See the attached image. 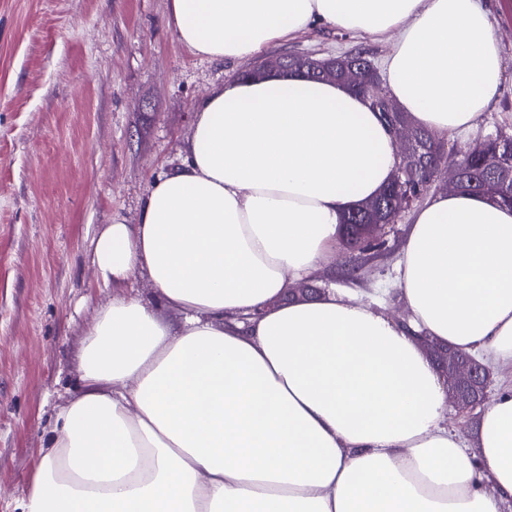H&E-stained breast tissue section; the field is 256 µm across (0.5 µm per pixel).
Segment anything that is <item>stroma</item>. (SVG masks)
<instances>
[{
  "instance_id": "35a3bbf8",
  "label": "stroma",
  "mask_w": 512,
  "mask_h": 512,
  "mask_svg": "<svg viewBox=\"0 0 512 512\" xmlns=\"http://www.w3.org/2000/svg\"><path fill=\"white\" fill-rule=\"evenodd\" d=\"M485 5L503 79L478 124L449 136L456 154L512 133V0ZM390 48L319 26L261 54L360 51L379 67ZM251 65L194 54L167 0H0V512H19L29 493L76 393L85 332L111 296L96 284L94 239L107 224L136 223L151 184L181 165L195 106ZM412 221L403 213L356 277L339 245L312 280L406 317L397 277Z\"/></svg>"
}]
</instances>
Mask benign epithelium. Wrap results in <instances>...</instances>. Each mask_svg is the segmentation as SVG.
I'll use <instances>...</instances> for the list:
<instances>
[{
	"instance_id": "obj_1",
	"label": "benign epithelium",
	"mask_w": 512,
	"mask_h": 512,
	"mask_svg": "<svg viewBox=\"0 0 512 512\" xmlns=\"http://www.w3.org/2000/svg\"><path fill=\"white\" fill-rule=\"evenodd\" d=\"M295 67L314 74L322 80H336V63L329 58L318 59L311 55H278L266 59L250 71L276 73L286 68ZM347 82L358 87L370 100L379 99L389 116L387 126L393 131L399 145L400 160L392 177L394 185L399 186L405 181H415L430 186L435 181L445 177L446 188L458 191L462 188L465 173L461 166L436 155H425L421 152L422 135L413 125L400 117V108L395 100L381 92L379 83H365L358 76V70L346 71ZM413 201L409 197L386 207L379 202L380 221L369 225L371 236L382 241L386 236V228L395 223L399 215L410 209ZM421 343L427 355L437 361L443 374L450 375L451 385L446 387L448 400L459 412L470 413L484 405L487 388L491 383V370L474 357L458 360L444 345L434 342L427 337L421 338Z\"/></svg>"
}]
</instances>
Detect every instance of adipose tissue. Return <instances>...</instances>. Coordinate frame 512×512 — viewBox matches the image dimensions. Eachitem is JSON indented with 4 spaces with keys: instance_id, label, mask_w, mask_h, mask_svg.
<instances>
[{
    "instance_id": "1",
    "label": "adipose tissue",
    "mask_w": 512,
    "mask_h": 512,
    "mask_svg": "<svg viewBox=\"0 0 512 512\" xmlns=\"http://www.w3.org/2000/svg\"><path fill=\"white\" fill-rule=\"evenodd\" d=\"M169 15L216 61L317 25L389 39L392 96L441 137L499 94L481 0H169ZM398 161L343 84L291 72L215 86L138 222L94 240L112 300L21 512H502L512 386L463 445L418 336L512 362L511 208L447 193L416 210L398 276L409 325L332 291L287 298ZM140 274L179 323L128 294Z\"/></svg>"
}]
</instances>
